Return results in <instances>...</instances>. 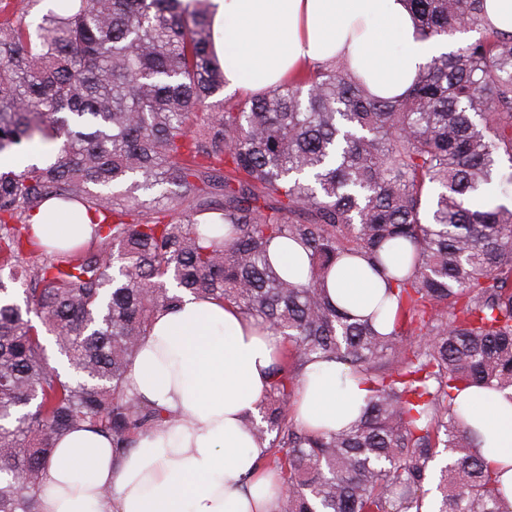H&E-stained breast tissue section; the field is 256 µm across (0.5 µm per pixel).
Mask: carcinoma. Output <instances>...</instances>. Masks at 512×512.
Returning a JSON list of instances; mask_svg holds the SVG:
<instances>
[{
  "label": "carcinoma",
  "instance_id": "1",
  "mask_svg": "<svg viewBox=\"0 0 512 512\" xmlns=\"http://www.w3.org/2000/svg\"><path fill=\"white\" fill-rule=\"evenodd\" d=\"M0 0V512H38L56 441L90 426L116 458L171 414L130 393L158 314L183 295L231 305L284 336L261 420L273 512H504L493 465L456 401L512 388V34L485 0H407L425 38L481 36L434 57L403 98L347 62L262 94L225 87L208 0ZM158 189L151 200L142 194ZM91 218L87 245L40 244L31 219ZM300 244L306 283L274 265ZM365 259L396 304L391 330L326 294ZM73 371L63 376L41 337ZM333 361L369 395L348 426L295 419L305 366Z\"/></svg>",
  "mask_w": 512,
  "mask_h": 512
}]
</instances>
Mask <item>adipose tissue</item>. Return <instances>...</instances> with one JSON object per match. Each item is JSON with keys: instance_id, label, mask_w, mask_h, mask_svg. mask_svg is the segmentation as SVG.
Wrapping results in <instances>:
<instances>
[{"instance_id": "adipose-tissue-1", "label": "adipose tissue", "mask_w": 512, "mask_h": 512, "mask_svg": "<svg viewBox=\"0 0 512 512\" xmlns=\"http://www.w3.org/2000/svg\"><path fill=\"white\" fill-rule=\"evenodd\" d=\"M210 20L228 89L254 93L304 64L344 58L374 94L392 97L448 49L447 39L417 33L406 0H210ZM32 232L47 245L76 244L90 241L92 226L52 224L41 211ZM328 287L359 316L385 292L359 258L344 261ZM282 345V336L237 309L185 296L158 316L129 373L135 397L176 412V419L140 437L119 461L98 430L65 434L39 495L40 512H272L279 478L258 470L261 450L243 422L258 417ZM367 395L336 363L312 362L294 414L315 430H336L360 415ZM457 400L512 506V389L471 387ZM104 487L111 497L101 496Z\"/></svg>"}]
</instances>
